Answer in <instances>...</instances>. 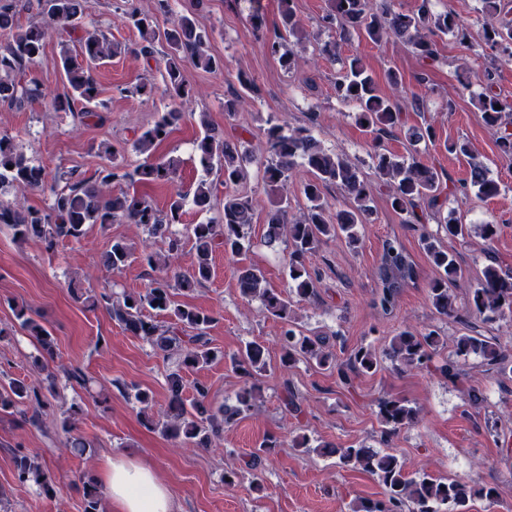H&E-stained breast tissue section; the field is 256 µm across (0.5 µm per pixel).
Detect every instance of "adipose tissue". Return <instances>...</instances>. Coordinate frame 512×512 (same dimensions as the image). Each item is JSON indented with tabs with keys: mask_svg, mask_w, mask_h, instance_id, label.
Here are the masks:
<instances>
[{
	"mask_svg": "<svg viewBox=\"0 0 512 512\" xmlns=\"http://www.w3.org/2000/svg\"><path fill=\"white\" fill-rule=\"evenodd\" d=\"M112 512H176L166 484L148 466L123 456L104 458L97 470Z\"/></svg>",
	"mask_w": 512,
	"mask_h": 512,
	"instance_id": "obj_1",
	"label": "adipose tissue"
}]
</instances>
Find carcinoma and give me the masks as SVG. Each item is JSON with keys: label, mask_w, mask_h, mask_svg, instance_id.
Wrapping results in <instances>:
<instances>
[{"label": "carcinoma", "mask_w": 512, "mask_h": 512, "mask_svg": "<svg viewBox=\"0 0 512 512\" xmlns=\"http://www.w3.org/2000/svg\"><path fill=\"white\" fill-rule=\"evenodd\" d=\"M154 10L135 8L130 19L143 40L140 53L148 60L154 57L155 47L165 48L163 67L159 68L161 84L142 83L136 87L140 94L152 95L161 91L174 107L144 131L134 147L142 154L151 152L155 144L168 137L170 130L183 117L175 104L189 95L183 70L186 61L205 71L224 68V62L209 53L206 45L209 34L189 16H176L159 25L157 14L168 13L169 0H154ZM423 0L418 12L408 15L397 13L385 3L374 0H330V10L323 17L329 25L340 24L341 31L353 30L374 43L394 38L411 45L423 59L437 58L434 35H453L464 41L469 37L466 23L452 13L435 14ZM485 18L484 38L498 57L512 60V26L496 21L500 14L497 0H481ZM43 25L23 28L18 25L16 13L10 4H0V37L6 38L0 50V102L21 110L42 97L36 81L29 78V70L41 56L47 36L78 35L81 54L71 53L66 43H61L60 62L71 95L65 100L52 102L56 109L71 107L74 100L86 105L98 96V85L93 67L107 58L122 53V44L110 40L104 33L78 30V20L83 14L82 0H38ZM282 29L272 42L267 43L272 54L278 56L286 70L292 72L297 63L294 52L285 49L286 37L301 41L303 26L293 10V0H282ZM493 72L483 73L485 91L474 99L485 124L497 135L499 152L512 156V104L501 100L491 90ZM336 99L355 105L351 118L359 126L379 135L404 134L408 146L417 150L422 143L435 140L432 125L405 128L402 114L405 107L398 100L380 94L378 83L364 67L361 59L353 57L340 61L334 85ZM501 109H495V106ZM266 160L258 172L272 195V208L266 213L265 243L273 250L281 244L288 246L286 270L288 287L299 298L309 300L317 293V274L307 265L308 257L320 247L323 239L343 235L349 245L360 242L359 228L370 222L374 213L371 190L357 165L348 159L327 152L307 127L291 129L288 120L274 117L264 129ZM196 151L201 162L216 169L224 187L237 186L247 181V163L252 156L241 144L224 138V133L207 130L197 140ZM448 152L470 159L469 181L457 191L465 193L474 188L483 198H493L500 193V185L488 176L483 161L473 156L467 144L459 141L448 143ZM108 164L101 170L97 182L77 180L65 187L51 189L52 199L45 210L16 209L0 203V224L14 230L15 236L41 239L52 249L63 239H80L89 224L106 227L116 221L136 224L148 234L162 239L166 254H144L152 268L169 269L171 260L182 250L183 241L171 227L179 223L186 195L174 192L166 213L154 209L145 198L133 193H108L112 184L170 183L177 171L176 160L155 163L145 160L133 169L111 161V151H100ZM373 168L390 200L392 209L400 216L402 224L419 225V241L432 263L436 275L428 283V299L436 313L448 316L457 311L452 285L462 275L456 255L442 243L443 238L464 240L471 235L472 225L448 215L438 223L434 232L423 223L424 214L418 208L425 204L430 209L442 207L444 192L442 174L433 166L413 155L398 159L388 150L377 151L372 156ZM298 166L307 168L311 178L303 184V194L308 201L306 211L299 217L290 216L288 178ZM5 186L21 189H39L45 186L43 168L19 151L13 138L0 136V190ZM336 187L344 191L349 204L330 212L325 191ZM216 183L200 180L192 194V204L200 213L212 208ZM254 198L247 192L224 194L223 210L216 220L192 225L191 231L197 251V262L191 272L160 276L153 280L145 292L124 293L119 297L103 295L92 300L102 305L111 319L127 332L145 339L153 347L177 356L178 369L168 377L170 401L167 409L158 414L157 425L171 439L197 445L211 443L224 428L233 425L251 411L256 398V387L249 379L266 371V347L257 340L248 342L244 349L231 358L235 370L244 378V385L235 394V404L224 405L216 411L208 406L209 388L194 383L195 397L191 403L182 398L184 379L182 371L194 369L216 357L209 346L205 330L215 321L212 313L182 305L175 301L176 292H190L211 277L210 255L217 248L235 256L246 253V230L253 224ZM130 249L115 242L103 257V264L118 270L125 265ZM419 272L412 255L397 236H389L382 243L374 269L377 297L375 304L385 313L393 312L396 300L407 288L417 284ZM264 274L261 269L248 265L239 269L237 285L246 298L258 297L268 314L282 324L280 345L281 365L287 369L301 360L319 367L337 364L341 380L353 376L373 375L381 366L376 349L360 345L348 353L345 361L336 363V349H344V339L338 332L329 335H307L297 325L294 310L287 296L262 287ZM466 306L476 316V321L464 322V332L455 338L454 351L448 362L437 367L450 382H456L462 367L471 360H478L502 376L512 377V361L502 352L499 338L484 334L483 325L512 317V271L495 264L485 266L475 288L470 290ZM169 313L174 317L172 326L165 330L144 319L145 308ZM14 317L21 329L35 338L42 353L53 356L54 340L50 332L24 306L14 307ZM445 344V338L435 329L405 327L393 336L386 349L395 366L401 370H424L431 367L434 356ZM47 384L35 385L24 379H14L0 385V408L16 410L24 418L37 419L49 405L57 376L46 375ZM378 420L385 435L413 428L420 422V411L407 400L385 398L379 403ZM328 453L338 457L339 464L347 469L361 470L375 476L384 489L379 499L361 498L351 507V512H467L468 503L476 498L495 501L497 489L476 480L462 481L433 476L422 472L411 475L404 462L391 452L359 445L348 448L329 446ZM15 477L19 484L35 488L39 493L53 496V472L24 452L14 457ZM84 512H101L103 491L93 479L84 482Z\"/></svg>", "instance_id": "carcinoma-1"}]
</instances>
